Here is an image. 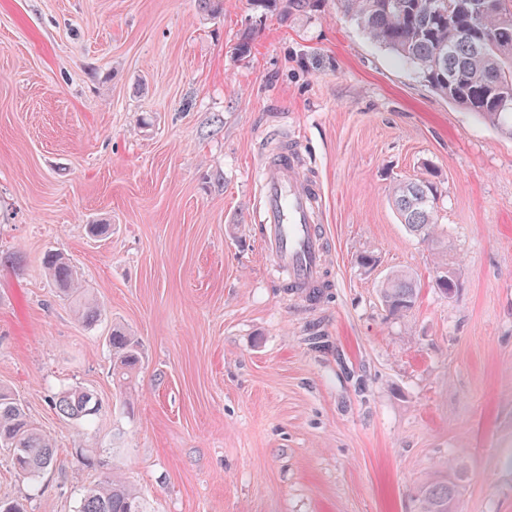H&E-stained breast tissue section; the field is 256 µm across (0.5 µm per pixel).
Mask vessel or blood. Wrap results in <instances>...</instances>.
Instances as JSON below:
<instances>
[{
	"label": "vessel or blood",
	"mask_w": 512,
	"mask_h": 512,
	"mask_svg": "<svg viewBox=\"0 0 512 512\" xmlns=\"http://www.w3.org/2000/svg\"><path fill=\"white\" fill-rule=\"evenodd\" d=\"M257 187L262 249L295 294L311 295L324 285L329 250L319 224L322 192L306 174L301 148L262 156Z\"/></svg>",
	"instance_id": "b4317fda"
}]
</instances>
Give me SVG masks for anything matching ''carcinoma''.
<instances>
[{"label": "carcinoma", "mask_w": 512, "mask_h": 512, "mask_svg": "<svg viewBox=\"0 0 512 512\" xmlns=\"http://www.w3.org/2000/svg\"><path fill=\"white\" fill-rule=\"evenodd\" d=\"M502 12L484 16L472 31L473 0H336L337 9L354 21L373 42L413 65L422 82L435 94L466 109L489 125L512 134V100L502 103L501 94L512 92V0H499ZM437 175L426 173L392 188V203L401 221L423 243L440 242L443 232L437 219L441 196ZM53 287L70 298L84 293L71 260L60 253L44 257ZM420 288L407 272L390 273L381 288L386 311L397 317L410 313ZM75 314L86 324L98 321L100 309L89 297L79 301ZM112 374L119 388H128L140 368L139 341L121 327L109 336ZM96 394L86 388L65 392L55 408L65 417L90 420L100 411ZM0 447L7 450L19 474L35 478L53 467L52 439L37 428L13 394L0 387ZM462 469L448 468V477L424 483L418 491L420 512H454ZM78 512H145L139 492L112 473L89 488L80 499Z\"/></svg>", "instance_id": "cac0c4a2"}]
</instances>
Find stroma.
<instances>
[{"label":"stroma","instance_id":"stroma-1","mask_svg":"<svg viewBox=\"0 0 512 512\" xmlns=\"http://www.w3.org/2000/svg\"><path fill=\"white\" fill-rule=\"evenodd\" d=\"M276 139L323 191L332 286L315 302L259 245L255 171ZM428 167L438 250L390 199ZM98 223L108 238L86 235ZM50 250L99 302L94 324L52 286ZM0 252L19 257L0 267V385L57 448L35 482L0 449V500L77 512L117 466L146 512H419L457 462L455 512H512V135L334 0L289 15L224 0L217 16L202 0H0ZM394 270L420 285L399 319L379 298ZM116 324L142 344L129 396ZM75 387L102 403L91 422L54 406Z\"/></svg>","mask_w":512,"mask_h":512}]
</instances>
